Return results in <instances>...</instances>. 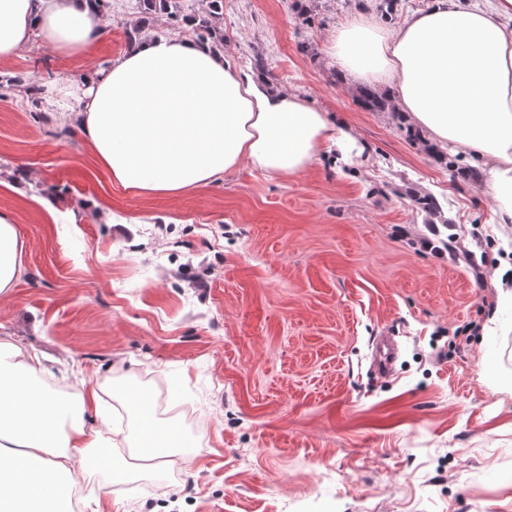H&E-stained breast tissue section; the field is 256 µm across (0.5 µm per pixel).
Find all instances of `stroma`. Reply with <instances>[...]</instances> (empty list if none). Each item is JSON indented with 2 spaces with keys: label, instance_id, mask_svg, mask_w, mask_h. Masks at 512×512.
Listing matches in <instances>:
<instances>
[{
  "label": "stroma",
  "instance_id": "obj_1",
  "mask_svg": "<svg viewBox=\"0 0 512 512\" xmlns=\"http://www.w3.org/2000/svg\"><path fill=\"white\" fill-rule=\"evenodd\" d=\"M173 18L109 0L112 25L74 58L32 42L0 62V210L25 273L0 297V339L101 389L149 378L170 398L157 437L182 433L165 471L79 476L77 512H512V260L481 172L451 146L366 107L328 46L354 17L391 30L431 0H224L220 49L265 83L346 124L362 155L305 174L242 168L178 197L113 182L39 92L79 81L127 35L192 39L209 0ZM438 200L439 211L418 198ZM50 200L53 211L42 207ZM454 251L424 247L429 225ZM395 337L393 376L373 369Z\"/></svg>",
  "mask_w": 512,
  "mask_h": 512
}]
</instances>
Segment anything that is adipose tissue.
<instances>
[{"instance_id":"obj_1","label":"adipose tissue","mask_w":512,"mask_h":512,"mask_svg":"<svg viewBox=\"0 0 512 512\" xmlns=\"http://www.w3.org/2000/svg\"><path fill=\"white\" fill-rule=\"evenodd\" d=\"M102 36L98 0H0V60L40 40L69 56ZM347 77L386 90L404 118L434 142L473 153L512 224V0H433L391 31L355 18L330 47ZM71 107L84 143L124 188L176 197L243 167L298 176L350 136L295 93L236 70L224 54L163 34L141 40L90 82L43 95ZM13 215L0 211V297L24 274ZM41 358L0 341V512H74L65 479L103 449L89 426L97 388L75 371L71 403L40 388Z\"/></svg>"}]
</instances>
